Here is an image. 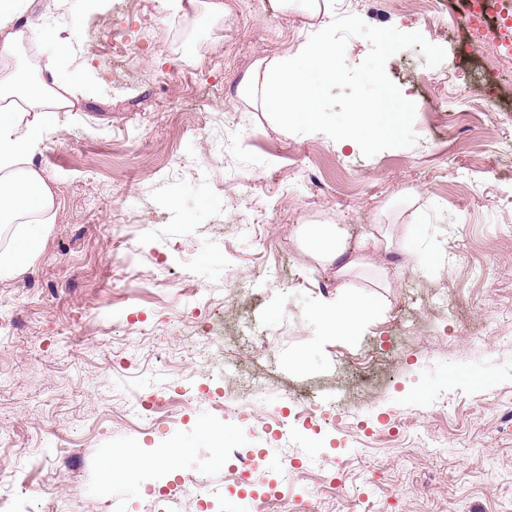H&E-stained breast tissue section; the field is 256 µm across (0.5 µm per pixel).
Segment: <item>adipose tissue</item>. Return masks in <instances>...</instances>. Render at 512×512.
Here are the masks:
<instances>
[{"label": "adipose tissue", "instance_id": "adipose-tissue-1", "mask_svg": "<svg viewBox=\"0 0 512 512\" xmlns=\"http://www.w3.org/2000/svg\"><path fill=\"white\" fill-rule=\"evenodd\" d=\"M335 0H267L270 11L296 6L313 18L306 39L289 55L257 59L238 88L249 106L276 113L288 126L322 127L338 133V141L364 150L397 141L400 128L382 98L373 97L350 113L342 125L326 120L321 87L338 73V53L324 36ZM54 40L59 54H67L69 42L55 40L40 19L19 21L17 0H0V223L16 224L12 248L0 252V278L18 273L39 251L49 230L53 195L46 178L24 169L27 157L42 143L47 132L43 121H27L29 112H54L67 107L72 88L70 76L50 71L30 76L9 66L23 40L32 32ZM41 222L28 223L31 214ZM296 238L303 253L324 268L345 275L357 266L349 255L348 236L336 224H301ZM316 314L325 337L336 340L358 336L378 316L376 303L355 288L338 292L333 301L319 306Z\"/></svg>", "mask_w": 512, "mask_h": 512}]
</instances>
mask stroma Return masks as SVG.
I'll list each match as a JSON object with an SVG mask.
<instances>
[{
  "instance_id": "obj_1",
  "label": "stroma",
  "mask_w": 512,
  "mask_h": 512,
  "mask_svg": "<svg viewBox=\"0 0 512 512\" xmlns=\"http://www.w3.org/2000/svg\"><path fill=\"white\" fill-rule=\"evenodd\" d=\"M20 0L71 52L24 40L26 72L74 78L26 162L48 180L53 222L36 257L0 280V495L37 512H195L204 481L216 512H267L265 497L316 512H512V67L493 103L475 64L454 58V0L423 13L386 0L366 14L336 0L341 50L325 111L381 94L400 139L370 152L304 127L281 129L238 87L254 61L304 41L297 8L266 0ZM122 36L127 56L112 51ZM381 81H374V72ZM351 241L427 225L420 250L444 264L366 245L347 276L296 241L302 221ZM353 285L381 317L323 341L316 303ZM209 301L234 332L195 335L184 309ZM237 383L234 411L208 402ZM156 390L185 395L176 421L140 417ZM223 424L235 455L196 438ZM182 447L178 474L168 446ZM259 459L230 482L236 454ZM152 459L136 481H101L105 457ZM289 466H281L282 458Z\"/></svg>"
}]
</instances>
